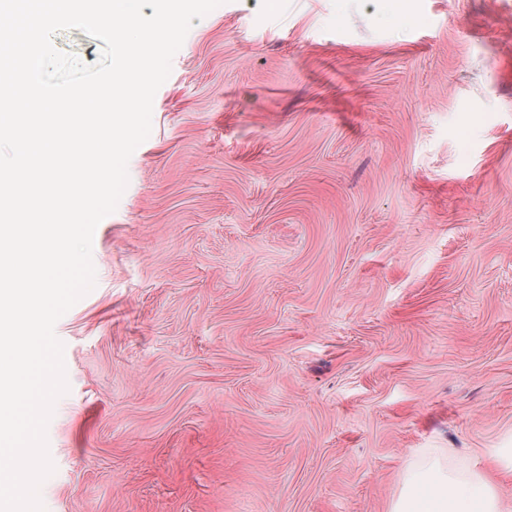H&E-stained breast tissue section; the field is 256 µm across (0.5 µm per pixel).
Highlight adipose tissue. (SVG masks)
<instances>
[{
    "label": "adipose tissue",
    "instance_id": "adipose-tissue-1",
    "mask_svg": "<svg viewBox=\"0 0 512 512\" xmlns=\"http://www.w3.org/2000/svg\"><path fill=\"white\" fill-rule=\"evenodd\" d=\"M391 512H504L498 488L483 473L461 475L440 449L420 450Z\"/></svg>",
    "mask_w": 512,
    "mask_h": 512
}]
</instances>
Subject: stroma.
<instances>
[{"instance_id":"stroma-1","label":"stroma","mask_w":512,"mask_h":512,"mask_svg":"<svg viewBox=\"0 0 512 512\" xmlns=\"http://www.w3.org/2000/svg\"><path fill=\"white\" fill-rule=\"evenodd\" d=\"M56 324L44 512H389L512 491V0L194 20ZM446 450L424 448L411 463L390 512H508L499 489L483 473L462 478L448 467ZM419 463V464H418Z\"/></svg>"}]
</instances>
